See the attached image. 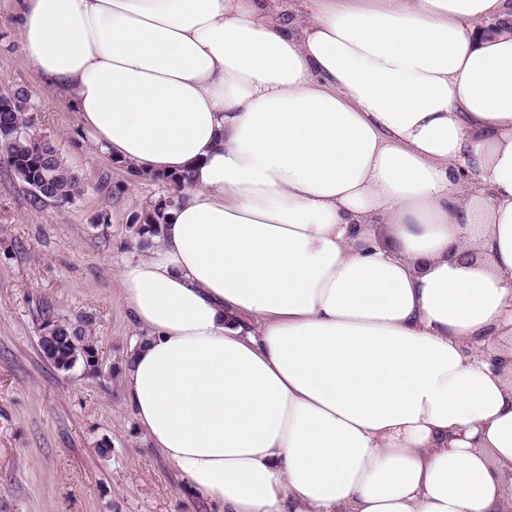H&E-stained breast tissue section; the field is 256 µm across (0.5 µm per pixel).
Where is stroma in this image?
I'll list each match as a JSON object with an SVG mask.
<instances>
[{
  "label": "stroma",
  "mask_w": 512,
  "mask_h": 512,
  "mask_svg": "<svg viewBox=\"0 0 512 512\" xmlns=\"http://www.w3.org/2000/svg\"><path fill=\"white\" fill-rule=\"evenodd\" d=\"M0 0V80L29 99L28 131L78 176L71 201L34 203L0 162V512H212L147 448L121 374L141 331L119 271L144 256L135 232L169 185L104 157L75 115L27 71ZM96 317L101 375L64 374L39 347L45 312Z\"/></svg>",
  "instance_id": "1"
}]
</instances>
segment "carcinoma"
Listing matches in <instances>:
<instances>
[{
    "label": "carcinoma",
    "mask_w": 512,
    "mask_h": 512,
    "mask_svg": "<svg viewBox=\"0 0 512 512\" xmlns=\"http://www.w3.org/2000/svg\"><path fill=\"white\" fill-rule=\"evenodd\" d=\"M27 111L28 97L23 92L0 94V156L29 189L43 185V190L33 193L35 201L67 202L78 192L79 179L52 146L39 148L37 138L27 132ZM174 206L173 194L152 205L137 228L142 243L150 244V237L159 234ZM93 324L94 316L89 313H81L72 320H47L39 336L44 357L58 371L70 372L79 365L84 373L96 374L99 356L92 336Z\"/></svg>",
    "instance_id": "1"
}]
</instances>
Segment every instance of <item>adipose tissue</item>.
<instances>
[{
  "mask_svg": "<svg viewBox=\"0 0 512 512\" xmlns=\"http://www.w3.org/2000/svg\"><path fill=\"white\" fill-rule=\"evenodd\" d=\"M89 140L186 183L120 273L150 448L214 512H503L512 0H14Z\"/></svg>",
  "mask_w": 512,
  "mask_h": 512,
  "instance_id": "obj_1",
  "label": "adipose tissue"
}]
</instances>
